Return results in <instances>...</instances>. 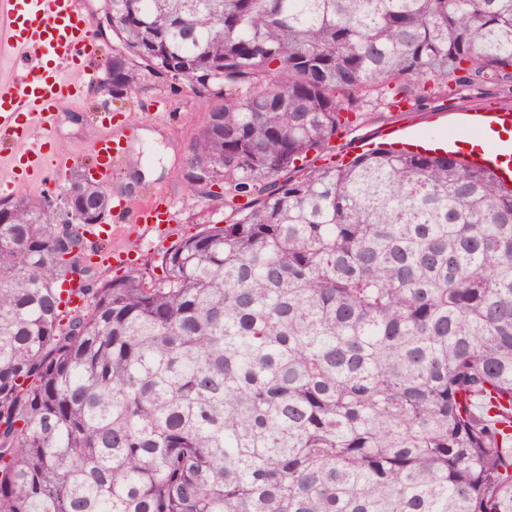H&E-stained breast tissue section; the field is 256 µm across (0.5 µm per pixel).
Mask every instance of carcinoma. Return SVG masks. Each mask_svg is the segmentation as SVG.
Listing matches in <instances>:
<instances>
[{"label": "carcinoma", "mask_w": 512, "mask_h": 512, "mask_svg": "<svg viewBox=\"0 0 512 512\" xmlns=\"http://www.w3.org/2000/svg\"><path fill=\"white\" fill-rule=\"evenodd\" d=\"M210 2L112 0L108 64L115 99L141 65L217 99L184 177L218 166L226 224L100 280L51 198L0 201V512H506L512 436L464 397L512 404V189L309 155L369 106L512 82V0Z\"/></svg>", "instance_id": "1"}]
</instances>
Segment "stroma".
I'll list each match as a JSON object with an SVG mask.
<instances>
[{"label": "stroma", "instance_id": "1", "mask_svg": "<svg viewBox=\"0 0 512 512\" xmlns=\"http://www.w3.org/2000/svg\"><path fill=\"white\" fill-rule=\"evenodd\" d=\"M214 104V99L193 94L188 85L173 87L146 71L141 73L133 91L121 99L98 94L95 85H88L77 103L57 110L53 147L69 157V167L49 169L36 182L0 191V200L61 194L71 168L89 165V146L104 131L100 109L106 105L112 110V129L122 134L125 149L106 184L110 198L125 199L133 210L149 202L168 206L175 218L173 237L177 240L207 225L224 224L229 212L223 201L196 195L183 178L192 135L207 122ZM487 106L512 109V90L490 86L476 92L463 88L453 95L435 96L426 108L415 112L375 109L369 121L333 139V152L337 158L348 160L355 142H378L380 131L390 125L417 130L441 110ZM112 231L107 247L137 246V267L147 275H158V246L139 240L140 230L127 216L113 218Z\"/></svg>", "mask_w": 512, "mask_h": 512}]
</instances>
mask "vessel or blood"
<instances>
[{"mask_svg": "<svg viewBox=\"0 0 512 512\" xmlns=\"http://www.w3.org/2000/svg\"><path fill=\"white\" fill-rule=\"evenodd\" d=\"M7 20V40L23 58L19 79L0 81V144L10 147L0 158L9 187L30 184L41 163L67 167L68 158L47 151L56 108L76 100L91 80L85 65L94 53L90 20L82 0H0ZM457 125L478 133L481 142L468 152L472 165L495 170L512 180V142L502 133L512 130V112L488 109L457 113ZM121 139L104 131L92 144L89 170L97 181L110 180L120 156ZM145 233L165 241L173 221L160 204L138 209L132 216Z\"/></svg>", "mask_w": 512, "mask_h": 512, "instance_id": "b4317fda", "label": "vessel or blood"}]
</instances>
